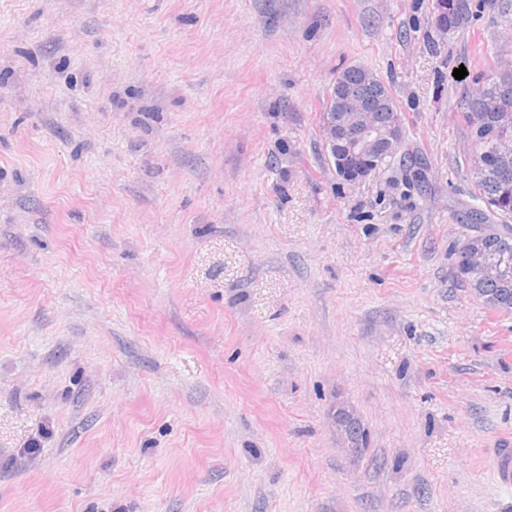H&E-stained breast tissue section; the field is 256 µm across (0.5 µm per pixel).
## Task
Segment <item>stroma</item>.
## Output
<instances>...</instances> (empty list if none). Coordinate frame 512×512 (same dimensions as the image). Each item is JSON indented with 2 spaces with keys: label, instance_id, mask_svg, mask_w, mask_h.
Returning a JSON list of instances; mask_svg holds the SVG:
<instances>
[{
  "label": "stroma",
  "instance_id": "obj_1",
  "mask_svg": "<svg viewBox=\"0 0 512 512\" xmlns=\"http://www.w3.org/2000/svg\"><path fill=\"white\" fill-rule=\"evenodd\" d=\"M436 2L0 0V512H512L453 75L512 65V0L445 37ZM351 66L420 185L337 174ZM336 434L349 456L353 461L363 455L360 432L363 429L361 420L356 413L347 405L338 404L336 406ZM487 448V470L493 485L499 489H512V436L497 437Z\"/></svg>",
  "mask_w": 512,
  "mask_h": 512
}]
</instances>
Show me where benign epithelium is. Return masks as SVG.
I'll return each instance as SVG.
<instances>
[{"mask_svg": "<svg viewBox=\"0 0 512 512\" xmlns=\"http://www.w3.org/2000/svg\"><path fill=\"white\" fill-rule=\"evenodd\" d=\"M327 141L344 142L346 152L336 156L335 164L351 182L362 181L383 163L394 158L399 150L402 131L399 124L380 125L369 115L354 126L335 125L326 130ZM336 434L349 456L356 460L363 455L361 420L347 405H336Z\"/></svg>", "mask_w": 512, "mask_h": 512, "instance_id": "7a95c632", "label": "benign epithelium"}]
</instances>
